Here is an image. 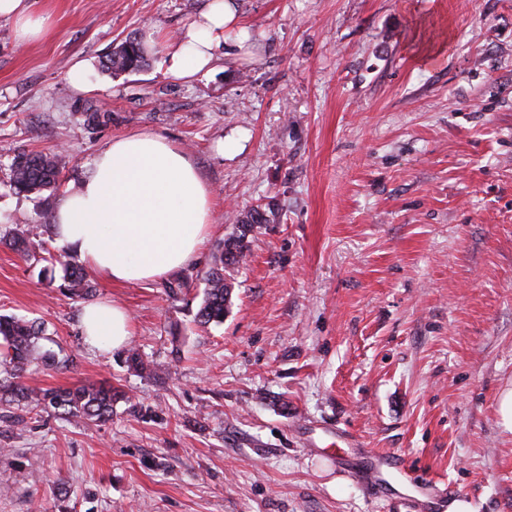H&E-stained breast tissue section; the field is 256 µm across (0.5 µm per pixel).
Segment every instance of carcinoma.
<instances>
[{
    "label": "carcinoma",
    "instance_id": "obj_1",
    "mask_svg": "<svg viewBox=\"0 0 512 512\" xmlns=\"http://www.w3.org/2000/svg\"><path fill=\"white\" fill-rule=\"evenodd\" d=\"M148 60L142 39L130 35L103 61L102 67L113 73L139 70ZM11 186L19 193L38 194L58 187L59 166L54 153L26 152L15 154L11 162ZM276 216L269 204L249 210L239 224V232L224 241V250L215 265L206 274V288L197 312L198 323L206 327L224 321L228 310L233 283L224 271L240 266L247 257V232L256 224H268ZM12 246L21 255L30 257L45 251L42 244L17 231L12 236ZM61 250L49 255V260L63 266L69 291L74 294L92 293L89 273L82 267H74ZM45 336V326L37 319L12 314H0V366L10 374L13 382L0 383V403L14 402L39 413L51 412L66 419L88 422H104L112 418L113 405L118 394L112 387L97 383H84L75 388L37 390L19 381L33 368L47 365L54 356L41 350L39 341Z\"/></svg>",
    "mask_w": 512,
    "mask_h": 512
}]
</instances>
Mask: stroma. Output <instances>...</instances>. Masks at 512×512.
<instances>
[{"label": "stroma", "mask_w": 512, "mask_h": 512, "mask_svg": "<svg viewBox=\"0 0 512 512\" xmlns=\"http://www.w3.org/2000/svg\"><path fill=\"white\" fill-rule=\"evenodd\" d=\"M235 3L246 43L227 34L188 81L161 52L101 62L134 33L178 39L204 0H33L45 28L25 45L0 20V313L45 323L56 359L27 385L125 395L97 424L0 404V512H419L428 479L512 512V0ZM142 131L192 159L211 233L163 280L71 295L11 235L60 250L42 212ZM20 151L57 154L59 189H11ZM267 202L278 219L249 233L223 323L199 326L205 275ZM91 300L126 309L127 348L86 343ZM338 428L404 473L357 482L327 449ZM148 60L142 39L130 35L103 61L102 67L113 73H126L139 70Z\"/></svg>", "instance_id": "stroma-1"}]
</instances>
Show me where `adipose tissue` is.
I'll list each match as a JSON object with an SVG mask.
<instances>
[{
  "label": "adipose tissue",
  "mask_w": 512,
  "mask_h": 512,
  "mask_svg": "<svg viewBox=\"0 0 512 512\" xmlns=\"http://www.w3.org/2000/svg\"><path fill=\"white\" fill-rule=\"evenodd\" d=\"M0 19L13 22L19 42L44 28L29 0H0ZM234 0H206L181 39L166 49L168 75L188 80L216 60L226 33L242 30ZM59 243L116 285L157 281L200 255L213 220L210 187L188 155L165 137L138 132L113 138L89 163L77 189L54 212ZM86 342L122 348L131 335L119 305H88Z\"/></svg>",
  "instance_id": "1"
}]
</instances>
